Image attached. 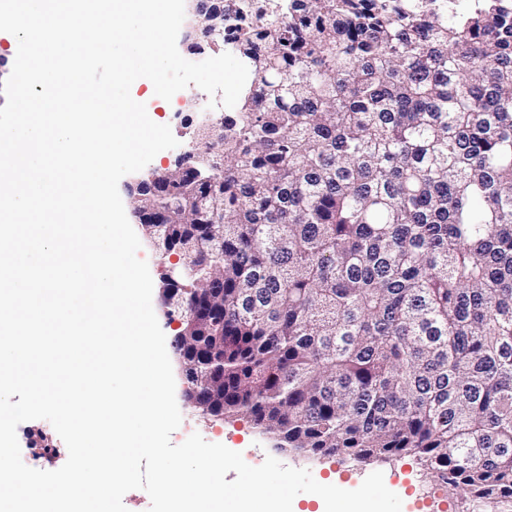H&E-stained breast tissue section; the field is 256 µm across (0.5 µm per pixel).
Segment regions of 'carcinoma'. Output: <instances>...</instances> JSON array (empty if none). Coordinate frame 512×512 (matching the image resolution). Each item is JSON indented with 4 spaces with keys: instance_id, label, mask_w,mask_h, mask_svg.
Masks as SVG:
<instances>
[{
    "instance_id": "carcinoma-1",
    "label": "carcinoma",
    "mask_w": 512,
    "mask_h": 512,
    "mask_svg": "<svg viewBox=\"0 0 512 512\" xmlns=\"http://www.w3.org/2000/svg\"><path fill=\"white\" fill-rule=\"evenodd\" d=\"M233 130L134 196L186 396L512 498V0H237ZM204 30L224 26L207 0ZM222 152L212 171L194 151Z\"/></svg>"
}]
</instances>
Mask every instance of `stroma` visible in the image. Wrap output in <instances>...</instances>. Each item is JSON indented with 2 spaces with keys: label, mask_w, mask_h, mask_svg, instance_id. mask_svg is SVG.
I'll return each instance as SVG.
<instances>
[{
  "label": "stroma",
  "mask_w": 512,
  "mask_h": 512,
  "mask_svg": "<svg viewBox=\"0 0 512 512\" xmlns=\"http://www.w3.org/2000/svg\"><path fill=\"white\" fill-rule=\"evenodd\" d=\"M207 100L204 91L191 85L173 96L171 106L153 108L154 121L169 125L179 145L158 153L150 162V169L162 170L169 167L180 152L187 150V127L199 112L205 111ZM138 256L147 262L153 280L152 306L159 325L166 339H174L179 324L169 320L163 304L161 256L146 243L141 245ZM184 388L183 377H176L175 390L180 394L177 404L182 421L171 436L172 443H182L191 434L197 433L208 442L221 443L240 452L249 465H261L266 457L271 456L286 466L310 470L319 483L345 490L358 488L370 473L380 471L384 474L385 484L399 485L402 512H512L510 499H479L465 491L449 490L434 480L417 458L412 456L361 463L341 456L309 457L294 451L278 450L273 440L262 434L249 419L237 418L228 422L205 417L193 403L182 399Z\"/></svg>",
  "instance_id": "1"
}]
</instances>
